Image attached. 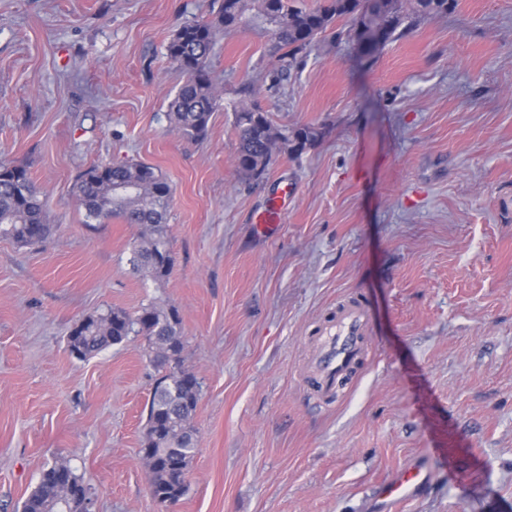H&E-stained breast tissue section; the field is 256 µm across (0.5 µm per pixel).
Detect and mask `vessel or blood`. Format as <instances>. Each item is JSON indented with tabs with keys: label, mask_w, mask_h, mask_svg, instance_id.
<instances>
[{
	"label": "vessel or blood",
	"mask_w": 512,
	"mask_h": 512,
	"mask_svg": "<svg viewBox=\"0 0 512 512\" xmlns=\"http://www.w3.org/2000/svg\"><path fill=\"white\" fill-rule=\"evenodd\" d=\"M367 330L366 308L363 304L353 303L343 306L321 331L309 360L317 393L335 391L342 380L355 373L362 358ZM426 478L422 468H407L391 482L385 493L394 502H402Z\"/></svg>",
	"instance_id": "b4317fda"
}]
</instances>
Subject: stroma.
<instances>
[{"mask_svg":"<svg viewBox=\"0 0 512 512\" xmlns=\"http://www.w3.org/2000/svg\"><path fill=\"white\" fill-rule=\"evenodd\" d=\"M220 3L0 0V159L27 163L52 228L0 240V512L56 462L92 512H158L141 338L67 351L85 316L149 304L178 309L201 384L176 512H391L377 490L412 466L428 483L400 512H512V0H453L369 61L327 32L279 88L267 33L219 34L222 107L193 143L168 117L183 77L166 46ZM248 88L275 124L318 133L259 181L234 163ZM127 160L172 187L162 281L130 262L142 226L96 223L75 196L85 170ZM348 298L366 353L321 402L310 351Z\"/></svg>","mask_w":512,"mask_h":512,"instance_id":"stroma-1","label":"stroma"}]
</instances>
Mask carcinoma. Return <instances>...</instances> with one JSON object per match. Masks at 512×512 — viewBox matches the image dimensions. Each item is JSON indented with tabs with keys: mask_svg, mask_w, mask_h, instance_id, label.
Instances as JSON below:
<instances>
[{
	"mask_svg": "<svg viewBox=\"0 0 512 512\" xmlns=\"http://www.w3.org/2000/svg\"><path fill=\"white\" fill-rule=\"evenodd\" d=\"M362 8V0H327L317 9H307L300 0H223L212 18L201 17L180 25L167 45L170 63L184 81L169 103V119L189 141L206 138L213 112L221 108L211 75V54L219 32L260 28L270 36L269 56L275 61L272 85L288 80L304 58L337 20L350 21ZM448 12V0H384L383 9L373 19L382 32V43L393 40L409 17L425 18ZM238 133L235 165L249 179L258 180L280 155L299 157L316 138L307 125H275L258 102L241 101L233 106ZM80 204L88 218L101 224L118 217L126 224H142L148 237L133 248V265L155 279L171 273L173 257L165 216L172 188L150 164L125 161L95 165L84 171L76 185ZM51 227L46 222V202L39 195L26 165L0 163V238L24 245L46 242ZM174 308L154 305L131 316L109 310L84 318L67 336L70 352L78 359L88 357L135 334L145 346L159 377L149 403L146 431L141 451L153 459L151 497L161 509L171 498L182 497L186 485L180 473L171 470L169 458L179 457L189 468L194 457L191 438L200 383L182 368L184 340L178 329ZM68 484L55 486L56 465L43 470L36 489L23 505V512H47L57 500L68 501L70 512H81V503L90 498L89 487L68 465Z\"/></svg>",
	"mask_w": 512,
	"mask_h": 512,
	"instance_id": "carcinoma-1",
	"label": "carcinoma"
}]
</instances>
